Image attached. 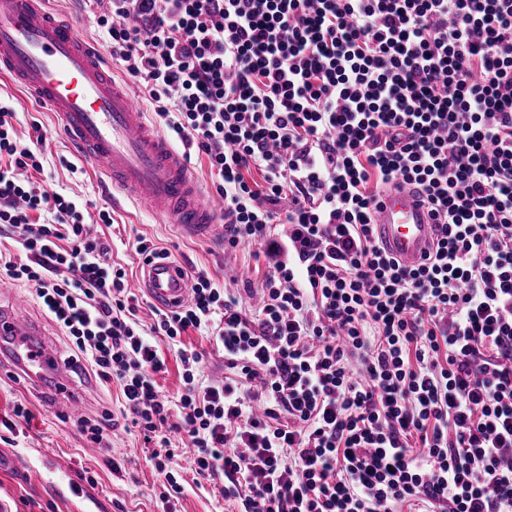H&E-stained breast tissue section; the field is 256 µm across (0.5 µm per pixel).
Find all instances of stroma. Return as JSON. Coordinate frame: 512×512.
Returning a JSON list of instances; mask_svg holds the SVG:
<instances>
[{"instance_id":"obj_1","label":"stroma","mask_w":512,"mask_h":512,"mask_svg":"<svg viewBox=\"0 0 512 512\" xmlns=\"http://www.w3.org/2000/svg\"><path fill=\"white\" fill-rule=\"evenodd\" d=\"M52 8L71 18L83 37L102 44L96 25L102 4L89 7L84 0H53ZM0 97L15 102L14 126L20 137L44 136L47 186L109 209L113 224L94 223L90 231L111 243L114 260L127 269L131 291L139 297L138 316L144 322H151L152 307L140 295L143 264L134 251L137 237H147L165 248L171 261L184 269H206L221 283L235 280L242 297H249L251 288L262 281L267 263L256 249L228 248L184 237L146 204L127 198L113 203L110 181L78 167L77 156L57 132L50 112L1 75ZM0 305L17 306L24 318L39 320L60 358L69 357L68 338L43 310L33 286L15 282L11 291L0 295ZM20 403L27 405L34 417L12 431L0 425V512H163L162 478L150 460L157 446L145 442L130 418L123 416L118 386L86 388L83 407L74 411L64 399L52 395L50 386L39 388L0 372V422L12 418ZM107 411L115 421L108 431L112 443L108 455L90 451V441L82 430L83 421L100 419ZM169 466L180 474L184 487L177 504L179 512H238L237 502L224 496L223 481L196 485L190 453L178 448ZM73 483L78 486L74 492L69 489Z\"/></svg>"}]
</instances>
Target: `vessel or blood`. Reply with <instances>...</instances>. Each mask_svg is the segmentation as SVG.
<instances>
[{
  "instance_id": "vessel-or-blood-1",
  "label": "vessel or blood",
  "mask_w": 512,
  "mask_h": 512,
  "mask_svg": "<svg viewBox=\"0 0 512 512\" xmlns=\"http://www.w3.org/2000/svg\"><path fill=\"white\" fill-rule=\"evenodd\" d=\"M51 0H0V75L29 93L56 117L59 133L113 189L148 203L185 236L220 240L224 227L206 203L183 154L170 147L146 113L112 76L99 47L82 38L76 25L50 7ZM380 242L407 268L423 265L434 238L433 220L412 186L394 184L373 210ZM152 304L182 309L191 283L177 264L156 260L144 267L141 282ZM16 344L0 352L15 371L39 381L59 369L55 348L42 341L38 324L0 307V335Z\"/></svg>"
}]
</instances>
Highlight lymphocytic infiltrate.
<instances>
[{"label": "lymphocytic infiltrate", "instance_id": "1", "mask_svg": "<svg viewBox=\"0 0 512 512\" xmlns=\"http://www.w3.org/2000/svg\"><path fill=\"white\" fill-rule=\"evenodd\" d=\"M108 3L113 63L206 159L225 241L263 245L269 269L257 307L197 269L191 303L142 324L0 102V270L34 286L71 371L117 383L166 448L155 341L206 336L236 374L206 381L179 347L176 428L239 512H512V0ZM396 182L434 218L420 268L371 222Z\"/></svg>", "mask_w": 512, "mask_h": 512}]
</instances>
